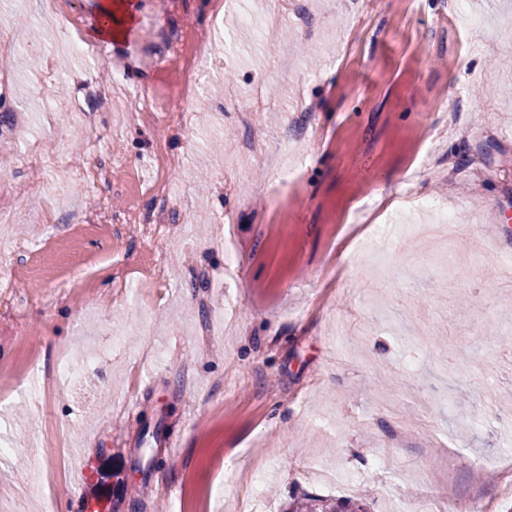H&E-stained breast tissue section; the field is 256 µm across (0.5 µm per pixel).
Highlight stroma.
<instances>
[{
    "label": "stroma",
    "mask_w": 512,
    "mask_h": 512,
    "mask_svg": "<svg viewBox=\"0 0 512 512\" xmlns=\"http://www.w3.org/2000/svg\"><path fill=\"white\" fill-rule=\"evenodd\" d=\"M135 2L151 25L108 46L86 33L97 0L54 12L0 0V30L47 35L36 65L5 51L0 87V152L19 187L0 197L12 212L0 265L16 283L15 315L0 316V439L14 447L0 499L80 512L87 469V492L112 512H181L184 497L200 512H286L305 493L406 512L447 483L459 503L480 494L512 512L498 486L512 413L497 405L512 395L500 342L512 289L496 280L512 260V0H288L274 26L269 0H249L250 24L229 10L220 26L217 0ZM462 11L474 26L454 25ZM181 40L210 63L199 106L179 118L165 106L183 79ZM257 96L264 110L244 125L240 105ZM250 138L259 152L241 157ZM161 152L181 163L161 239L102 223V202L116 215L153 206ZM117 155L108 182L83 186ZM284 158L296 188L279 180ZM424 199L453 212L455 235L433 228ZM474 232L492 250L481 264L465 252ZM226 234L230 258L214 245ZM160 256L157 289L141 276ZM230 259L232 287H215ZM79 269L85 283L62 289ZM377 271L387 286L372 295ZM92 340L95 405L65 383L32 403L30 378ZM157 427L175 453L144 444ZM58 447L64 474L30 497L35 464Z\"/></svg>",
    "instance_id": "stroma-1"
}]
</instances>
